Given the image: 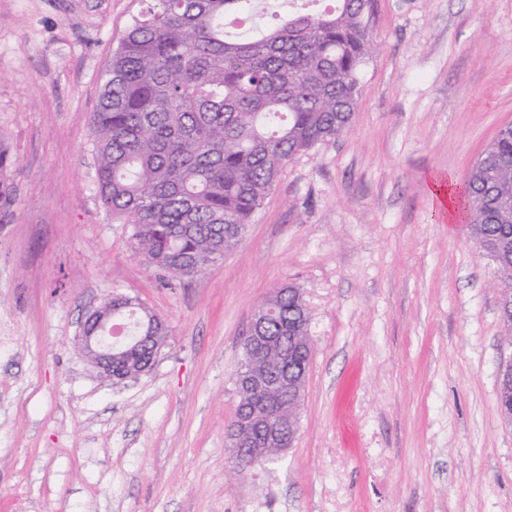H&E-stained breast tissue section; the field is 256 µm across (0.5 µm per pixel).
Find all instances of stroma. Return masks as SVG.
Wrapping results in <instances>:
<instances>
[{
  "label": "stroma",
  "instance_id": "stroma-1",
  "mask_svg": "<svg viewBox=\"0 0 512 512\" xmlns=\"http://www.w3.org/2000/svg\"><path fill=\"white\" fill-rule=\"evenodd\" d=\"M140 9L0 0V512H512L494 266L431 196L512 123V0H372L349 128L294 156L223 262L181 282L96 184L92 114ZM289 284L313 346L297 437L240 474L238 341ZM115 292L169 327L119 385L74 342Z\"/></svg>",
  "mask_w": 512,
  "mask_h": 512
}]
</instances>
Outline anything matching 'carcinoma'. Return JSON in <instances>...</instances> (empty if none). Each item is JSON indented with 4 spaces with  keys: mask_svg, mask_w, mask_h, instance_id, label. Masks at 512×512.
<instances>
[{
    "mask_svg": "<svg viewBox=\"0 0 512 512\" xmlns=\"http://www.w3.org/2000/svg\"><path fill=\"white\" fill-rule=\"evenodd\" d=\"M261 2L143 0L104 76L90 127L102 206L132 225L134 250L176 280L223 259L288 161L349 127L360 70L378 51L365 21L370 0L330 9L291 0L268 25ZM492 194L512 198L509 126L480 154L459 199L484 251L512 238V211L492 207ZM495 269L512 290V252ZM262 305L272 312L267 336L287 320L309 323L293 285ZM112 312L130 335L167 340L166 323L143 304L114 294ZM153 356L148 344L120 354L113 381L149 370ZM236 394L240 419L254 402L298 414L282 391ZM237 436L249 452L267 447L258 423Z\"/></svg>",
    "mask_w": 512,
    "mask_h": 512,
    "instance_id": "1",
    "label": "carcinoma"
}]
</instances>
